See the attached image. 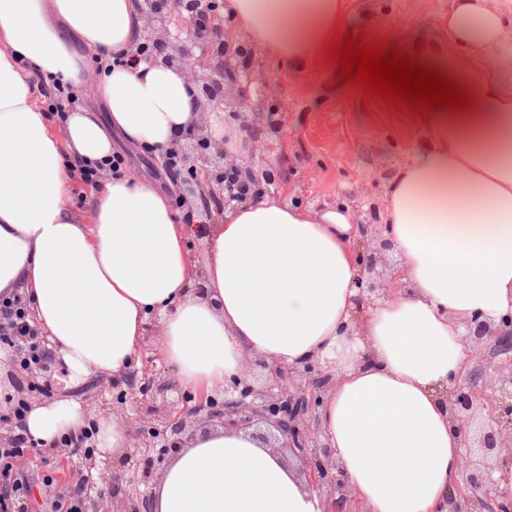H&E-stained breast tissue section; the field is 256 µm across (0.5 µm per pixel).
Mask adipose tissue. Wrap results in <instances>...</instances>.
I'll use <instances>...</instances> for the list:
<instances>
[{
    "label": "adipose tissue",
    "mask_w": 512,
    "mask_h": 512,
    "mask_svg": "<svg viewBox=\"0 0 512 512\" xmlns=\"http://www.w3.org/2000/svg\"><path fill=\"white\" fill-rule=\"evenodd\" d=\"M256 49L297 72L326 69L354 22L350 0H224ZM448 39L430 60L468 109L411 116V147L383 197L380 234L398 257L392 288L361 302L363 220L354 202L295 204L291 184L223 211H176L133 170L103 169L113 138L164 152L199 118L181 70L139 61V0H0V298L28 300L62 381L123 378L148 326L176 388L207 400L245 353L317 366V414L364 512H449L470 491L452 392L470 366L466 326L512 315V0H448ZM126 59L113 65L114 56ZM111 63L104 112L54 124L42 87L84 90L89 58ZM101 167L90 210L73 206L81 167ZM205 246L204 260L189 248ZM98 430L97 460L122 458L131 427L57 397L30 404L15 433L45 455ZM152 512H326L295 458L253 429L208 425L162 466Z\"/></svg>",
    "instance_id": "adipose-tissue-1"
}]
</instances>
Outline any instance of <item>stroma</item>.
<instances>
[{"label": "stroma", "instance_id": "obj_1", "mask_svg": "<svg viewBox=\"0 0 512 512\" xmlns=\"http://www.w3.org/2000/svg\"><path fill=\"white\" fill-rule=\"evenodd\" d=\"M356 12L353 34L384 41L387 47L410 49L419 32H427L433 44L446 40L443 19L448 0H352ZM260 77L270 82L287 104L280 137H265L261 124L252 130H233L231 141L243 150L244 139L255 136L257 152L268 165L293 180L296 197L304 203L325 206L337 197L367 198L379 201L386 179L402 162L409 143L400 132L409 120L408 112L397 111L380 98L362 104L363 89L342 82L336 71L318 75L288 70L272 58H265ZM69 396L97 408L126 411L131 423H138L149 406L174 403L171 392H150L136 399L126 384L108 379H93ZM145 444L150 436H143ZM137 449L132 459H120L111 465L112 483L103 491L92 492L98 512H111L123 503L136 506L147 484L143 480V462L149 454ZM32 463L24 478L32 486L30 497L23 499L24 512H66L71 496L91 478L86 462L72 456H44L33 451ZM51 484H43L44 474Z\"/></svg>", "mask_w": 512, "mask_h": 512}]
</instances>
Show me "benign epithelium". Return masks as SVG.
Here are the masks:
<instances>
[{"mask_svg": "<svg viewBox=\"0 0 512 512\" xmlns=\"http://www.w3.org/2000/svg\"><path fill=\"white\" fill-rule=\"evenodd\" d=\"M144 4L151 24L148 41L158 52L144 56L143 60L184 68L202 106L224 113V123L239 119L248 107L251 94L269 99L267 84H258L254 68L257 51L241 40L231 25L218 22L214 0H144ZM159 19L167 22L160 31L152 28ZM170 46L176 48L178 57L164 53ZM284 111L283 103L274 98L272 108L260 113L267 136L279 135ZM175 152L178 170L191 174V179L180 180L179 196L184 204L198 200L206 209L213 204L223 210L259 197L261 184L273 185L282 178L278 171L258 168L254 162H244L221 148L212 124L203 119L190 131L187 145L176 148ZM467 339L472 343L470 359L474 361V369L454 391L456 419L464 422L473 406L483 372V347L492 341L498 352L506 355V360L499 370L501 385L493 405L497 428L483 436L480 451L486 457L497 458L500 466H512V460L501 457L503 451L512 448V318L502 319L494 328L476 316L468 325ZM254 362L269 372L268 382L261 389L249 382ZM295 375L309 380L315 375V367L288 369L261 354L245 355L241 377L224 388V400L211 398L205 404L186 406L180 418L166 423L164 431H151L153 437H162L157 459L162 460L182 448V434L188 423L204 411L206 418H220L226 427L249 426L256 418L271 424L293 447L311 455L318 479H325L328 471L324 461L332 460L334 449L319 443L314 410L320 396L307 395L300 384L292 382ZM460 470L473 492L492 496L495 485L492 473L481 467L469 449L461 456Z\"/></svg>", "mask_w": 512, "mask_h": 512, "instance_id": "7a95c632", "label": "benign epithelium"}]
</instances>
